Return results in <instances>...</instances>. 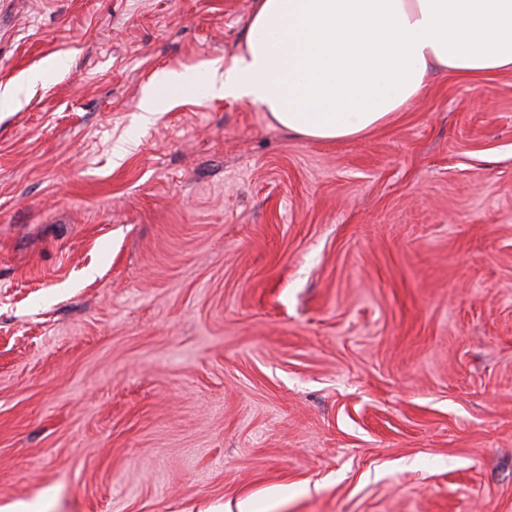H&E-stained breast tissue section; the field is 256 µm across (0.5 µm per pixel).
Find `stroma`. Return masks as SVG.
<instances>
[{"mask_svg": "<svg viewBox=\"0 0 512 512\" xmlns=\"http://www.w3.org/2000/svg\"><path fill=\"white\" fill-rule=\"evenodd\" d=\"M254 0H0V512H512V72L308 139Z\"/></svg>", "mask_w": 512, "mask_h": 512, "instance_id": "stroma-1", "label": "stroma"}]
</instances>
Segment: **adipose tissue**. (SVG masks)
<instances>
[{
    "instance_id": "ef3b65f1",
    "label": "adipose tissue",
    "mask_w": 512,
    "mask_h": 512,
    "mask_svg": "<svg viewBox=\"0 0 512 512\" xmlns=\"http://www.w3.org/2000/svg\"><path fill=\"white\" fill-rule=\"evenodd\" d=\"M434 68L512 70V0H256L224 71H171L160 82L251 103L290 132L334 141L388 122Z\"/></svg>"
}]
</instances>
